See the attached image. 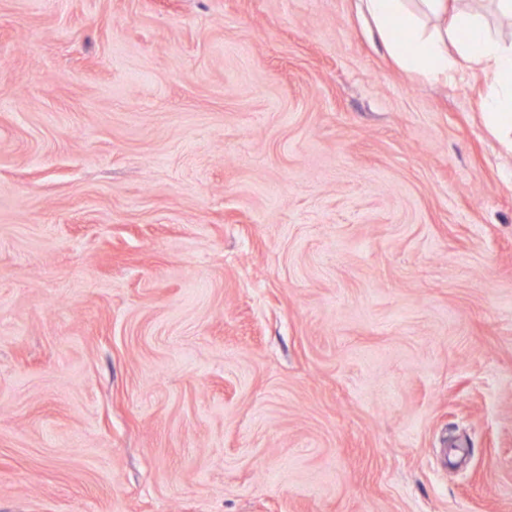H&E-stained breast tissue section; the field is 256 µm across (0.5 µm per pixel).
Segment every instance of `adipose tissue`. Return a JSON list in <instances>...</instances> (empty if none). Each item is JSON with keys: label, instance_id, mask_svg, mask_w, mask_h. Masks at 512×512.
Segmentation results:
<instances>
[{"label": "adipose tissue", "instance_id": "ef3b65f1", "mask_svg": "<svg viewBox=\"0 0 512 512\" xmlns=\"http://www.w3.org/2000/svg\"><path fill=\"white\" fill-rule=\"evenodd\" d=\"M358 16L407 72L444 81L480 71L481 109L496 130L512 126V32L491 29L465 0H359Z\"/></svg>", "mask_w": 512, "mask_h": 512}]
</instances>
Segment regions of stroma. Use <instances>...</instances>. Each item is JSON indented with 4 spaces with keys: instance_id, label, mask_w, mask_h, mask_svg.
Masks as SVG:
<instances>
[{
    "instance_id": "obj_1",
    "label": "stroma",
    "mask_w": 512,
    "mask_h": 512,
    "mask_svg": "<svg viewBox=\"0 0 512 512\" xmlns=\"http://www.w3.org/2000/svg\"><path fill=\"white\" fill-rule=\"evenodd\" d=\"M357 0H0V512H512V153Z\"/></svg>"
}]
</instances>
